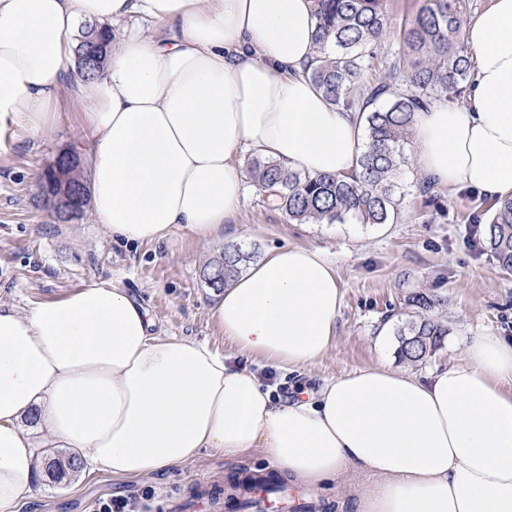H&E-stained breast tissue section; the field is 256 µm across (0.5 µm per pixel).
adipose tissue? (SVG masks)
Segmentation results:
<instances>
[{"mask_svg": "<svg viewBox=\"0 0 512 512\" xmlns=\"http://www.w3.org/2000/svg\"><path fill=\"white\" fill-rule=\"evenodd\" d=\"M135 15L167 37L129 32L95 78L76 80L93 215L112 239L153 242L177 225L221 236L244 196L247 144L311 176L355 170L362 120L306 73L311 0H0V125L52 128L73 34ZM465 40L467 102L415 112L416 163L449 188L512 196V0H492ZM342 302L325 253L289 245L226 286L211 315L239 353L293 372L331 348ZM150 327L102 281L25 313L0 304V512L42 478L28 418L49 447L118 478L217 448L312 487L348 468L377 477L356 512H512V336L478 332L425 373L381 363L284 401L224 354Z\"/></svg>", "mask_w": 512, "mask_h": 512, "instance_id": "1", "label": "adipose tissue"}]
</instances>
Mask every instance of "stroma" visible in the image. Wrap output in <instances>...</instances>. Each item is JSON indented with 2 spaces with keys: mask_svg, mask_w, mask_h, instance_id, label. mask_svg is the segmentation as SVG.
I'll return each mask as SVG.
<instances>
[{
  "mask_svg": "<svg viewBox=\"0 0 512 512\" xmlns=\"http://www.w3.org/2000/svg\"><path fill=\"white\" fill-rule=\"evenodd\" d=\"M388 5L394 30L377 52L376 66L367 75L371 81L387 74L399 49L397 28L416 14L420 0H389ZM58 110L55 129L45 135L24 137L13 126L0 128V303L25 312L89 280H108L143 305L152 332L208 343L234 361L237 353L225 344L211 316L218 291L206 281L210 266L228 244L257 251L262 258L297 245L326 252L336 268L343 305L333 346L305 369L286 374L248 359V366L275 385L281 397L296 385L313 391L323 378L382 361L404 368L396 336L383 343L379 334L408 319L412 310L405 299L414 292L439 296L441 303L431 315L448 327L432 364L461 358V340L473 333L512 336V273L471 245L474 230L486 224L492 199L439 185L420 193L424 175L415 163L414 146H407L398 174V215L387 224H290L247 179L245 202L221 238L203 240L177 226L157 242H115L95 222L92 208L58 221L32 178L60 153L89 146L83 109L71 85L61 88ZM269 472L261 457L230 463L216 448L184 467L131 479L77 469L59 480L44 477L39 492L19 512H94L99 499L146 489L152 495L143 500L141 512H170L175 499L198 497V480L208 478L224 488L232 479Z\"/></svg>",
  "mask_w": 512,
  "mask_h": 512,
  "instance_id": "stroma-1",
  "label": "stroma"
}]
</instances>
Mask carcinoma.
<instances>
[{
    "mask_svg": "<svg viewBox=\"0 0 512 512\" xmlns=\"http://www.w3.org/2000/svg\"><path fill=\"white\" fill-rule=\"evenodd\" d=\"M318 18L316 55L309 75L325 98L345 111L364 115L366 142L358 171L350 176L311 177L263 156L251 159L249 172L260 190L277 196L289 223L387 224L397 206V174L413 113L441 97L464 94L473 64L462 31L466 0H420L415 18L401 27V49L391 64L401 84L380 78L361 91L355 85L373 70L388 32L387 0H313ZM482 250L512 272V198L499 199L490 213ZM257 259L256 251L231 244L210 267L207 281L224 288ZM437 296L415 293L409 305L421 310L396 328L398 354L413 366L428 361L448 335V327L424 315Z\"/></svg>",
    "mask_w": 512,
    "mask_h": 512,
    "instance_id": "carcinoma-1",
    "label": "carcinoma"
}]
</instances>
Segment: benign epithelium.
<instances>
[{
  "label": "benign epithelium",
  "instance_id": "obj_1",
  "mask_svg": "<svg viewBox=\"0 0 512 512\" xmlns=\"http://www.w3.org/2000/svg\"><path fill=\"white\" fill-rule=\"evenodd\" d=\"M78 157L73 152L61 154L45 173L43 191L54 198V207L61 219L75 217L89 198L88 188L74 167Z\"/></svg>",
  "mask_w": 512,
  "mask_h": 512
}]
</instances>
